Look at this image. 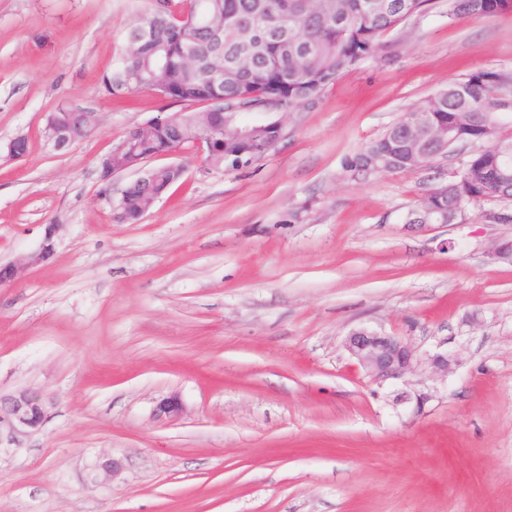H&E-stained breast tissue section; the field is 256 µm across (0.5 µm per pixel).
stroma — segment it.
Segmentation results:
<instances>
[{
    "label": "stroma",
    "mask_w": 512,
    "mask_h": 512,
    "mask_svg": "<svg viewBox=\"0 0 512 512\" xmlns=\"http://www.w3.org/2000/svg\"><path fill=\"white\" fill-rule=\"evenodd\" d=\"M149 0H0V264L55 253L0 287V395L51 400L36 431L0 430V512H512V224H409L470 145L363 181L343 161L475 71L512 69V9L448 20L446 0L385 41L246 167L182 180L136 224L112 206L139 176L101 160L135 126L186 112L103 77ZM94 113L63 151L59 108ZM25 137L28 151L8 145ZM367 328L416 351L373 381L345 347ZM437 353L449 372L432 367ZM179 396L164 421L157 404ZM104 453L121 463L92 478ZM61 227L57 224H48L38 250L22 254L13 261L0 265V285L9 286L22 281L28 271L39 264L47 262L54 254V239Z\"/></svg>",
    "instance_id": "obj_1"
}]
</instances>
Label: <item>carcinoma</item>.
<instances>
[{
	"label": "carcinoma",
	"instance_id": "carcinoma-1",
	"mask_svg": "<svg viewBox=\"0 0 512 512\" xmlns=\"http://www.w3.org/2000/svg\"><path fill=\"white\" fill-rule=\"evenodd\" d=\"M429 0H154L144 12L157 18V41L170 45L163 72L153 73L155 44L127 55L115 72L106 75L128 93L155 90L158 94L205 112L207 99L224 98V107L249 101L277 105L283 112L315 101L345 71L368 57L391 58L381 36L410 16L427 9ZM512 0H448V18H492ZM224 18V37L216 40L209 20ZM192 52L196 65L188 69L182 49ZM224 58V82L213 84L210 66ZM418 126L411 137L404 121L345 158L344 170L354 179L368 180L383 173L412 170L419 156L432 158L445 144L426 135L431 126L450 127L462 141L481 145L471 155L448 190L432 196L436 213L431 224L466 221V210L486 203L488 190L512 196V70L477 71L451 81L424 102L407 111ZM498 125V141L487 145V128ZM182 117L174 118L142 146L145 153L189 143L181 136ZM155 185L171 189L181 173L163 166L153 171ZM484 222L512 224V211L484 210Z\"/></svg>",
	"mask_w": 512,
	"mask_h": 512
}]
</instances>
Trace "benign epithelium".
Returning <instances> with one entry per match:
<instances>
[{
    "instance_id": "obj_1",
    "label": "benign epithelium",
    "mask_w": 512,
    "mask_h": 512,
    "mask_svg": "<svg viewBox=\"0 0 512 512\" xmlns=\"http://www.w3.org/2000/svg\"><path fill=\"white\" fill-rule=\"evenodd\" d=\"M154 31V26L147 19L130 32L127 40V52L134 54ZM235 112H194L192 118L197 121L199 133L196 136L197 150L204 154L217 140L223 139V133H228L232 142L242 147L241 156L236 165L243 166L256 159L248 154V145L254 130L250 125L235 121ZM93 117L87 112H54L44 127V138L48 145L56 151L68 148L75 141V126L92 128ZM128 137L112 148L104 158L108 168L104 177L110 179L120 173L139 169L152 160V157H137L130 153L124 162L116 166L112 157L128 146ZM61 226L48 224L38 250L22 254L13 261L0 265V285L9 286L22 281L28 271L47 262L54 254V239ZM345 347L359 365L376 381L386 380L412 371L418 359L411 346L399 336H391L359 329L352 331L345 340ZM183 412L182 404L177 397L172 396L161 402L156 409V416L166 419H176ZM48 413V402L41 395L19 390L6 399L0 398V425L5 424L13 432H27L38 429L45 421ZM98 474L111 478L120 469V462L110 454L99 457L96 465Z\"/></svg>"
}]
</instances>
